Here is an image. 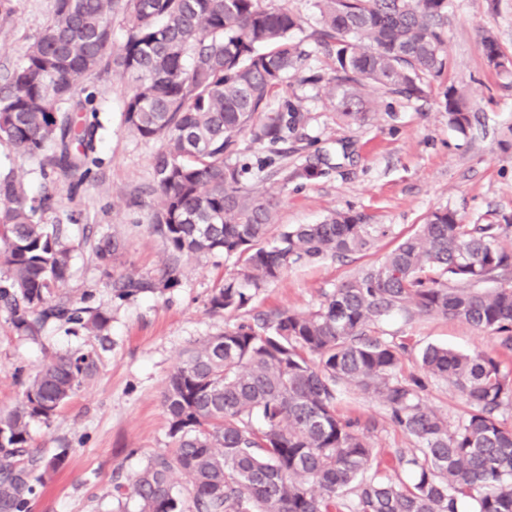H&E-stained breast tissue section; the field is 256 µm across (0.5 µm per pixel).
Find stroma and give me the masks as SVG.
<instances>
[{
	"instance_id": "35a3bbf8",
	"label": "stroma",
	"mask_w": 512,
	"mask_h": 512,
	"mask_svg": "<svg viewBox=\"0 0 512 512\" xmlns=\"http://www.w3.org/2000/svg\"><path fill=\"white\" fill-rule=\"evenodd\" d=\"M267 2L288 5L300 17L306 72L331 76V61L315 41L321 28L315 0ZM14 7L11 23L0 26V74L15 66L52 16V0H14ZM487 30L512 59V0H451L448 72L433 80L419 99L367 90L374 116L364 123L339 124L336 101L321 83L292 77L271 96V109L293 103L306 113L307 122L289 138L287 156L274 157L272 167L253 173L249 187L278 201L279 224H317L333 212L350 210L381 235L364 253L293 265L240 310H209L210 295L233 270L232 262L220 255L183 259L181 285L175 290L123 302L112 298V280L118 274L132 270L156 275L167 257L162 239L148 226L146 207L153 158L162 144L141 139L125 126L131 82L106 69L78 87L79 97H91L100 123L95 152L100 164L82 184H75L71 175L49 173L45 157L17 158L0 141V170H19L29 197L51 195L50 218L62 225L65 241L74 248L65 293L75 300L93 294L95 304L112 311L109 348L102 352L95 374L50 423L35 421L29 427L34 448L49 456L67 453L32 512H139L135 497L116 498L113 487L167 451L165 382L199 341L262 312L316 310L337 284L380 262L432 211L455 210L469 224L487 223L497 212L512 213V88L485 65L479 43ZM452 86L472 101L480 118L466 137L448 124L446 92ZM309 162L323 163L324 176L286 183L276 172L280 166L292 169ZM112 235L123 239L124 248L104 267L94 248ZM377 335L407 346L400 369L406 379L421 376L419 353L429 345L493 353L503 372L512 374V351L500 347L490 333L450 318L432 314L409 320L397 315ZM87 348L85 336L57 327L41 342L25 339L0 313V409L18 403L26 382L51 354ZM423 396L449 422L466 413L449 382L426 379ZM337 410L365 433L384 473H391L397 451L413 446L377 399L349 392L339 399Z\"/></svg>"
}]
</instances>
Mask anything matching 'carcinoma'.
I'll list each match as a JSON object with an SVG mask.
<instances>
[{"mask_svg": "<svg viewBox=\"0 0 512 512\" xmlns=\"http://www.w3.org/2000/svg\"><path fill=\"white\" fill-rule=\"evenodd\" d=\"M317 42L332 58L325 82L346 125L370 119L362 89L421 98L427 81L448 69V0H316ZM126 22L112 40V17ZM298 17L266 0H53V20L0 78V141L20 157L54 149L52 169L79 174L97 165L95 125L78 123L89 100L80 81L115 67L134 82L124 123L143 139L162 141L154 157L153 232L168 261L155 278L133 271L112 280L125 300L179 285L184 256L222 254L236 271L209 299V309H243L253 293L293 264L369 249L362 218L337 212L319 224L271 233L277 203L246 183L251 165L238 160V140L280 153L306 121L292 103L268 110L271 92L308 56ZM486 64L512 76V62L490 33L481 38ZM448 124L467 136L474 115L450 85ZM285 181L315 180L317 164L281 170ZM48 194L27 197L22 175L0 173V310L13 330L37 340L52 326L105 339L111 316L60 293L72 275L73 248L46 221ZM467 224L439 209L378 264L361 268L298 314L276 310L211 336L168 376L162 394L170 450L133 476L140 512H512V427L498 411L512 380L490 353L435 345L421 353L432 377L450 382L466 401L452 425L422 396L419 379L399 376L405 346L376 336L394 314H438L497 336L512 350V249L501 224ZM109 236L94 248L107 266L123 249ZM497 282L487 289L484 284ZM97 351L58 354L28 382L17 406L0 410V512H31L42 473L65 459L29 447V423L49 422L92 375ZM380 400L391 422L415 444L396 456L409 482L370 473L373 448L336 413L342 391ZM353 500L344 505L347 497Z\"/></svg>", "mask_w": 512, "mask_h": 512, "instance_id": "obj_1", "label": "carcinoma"}]
</instances>
